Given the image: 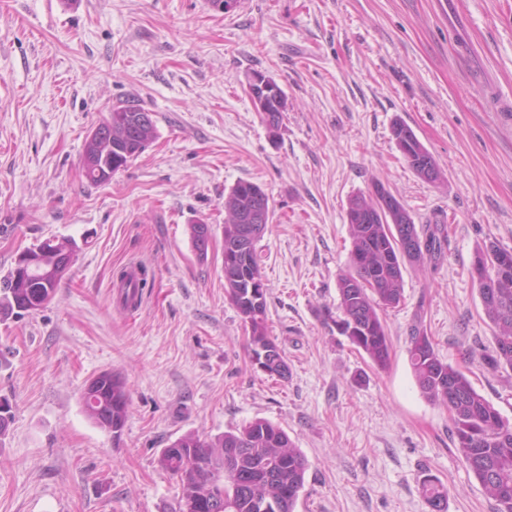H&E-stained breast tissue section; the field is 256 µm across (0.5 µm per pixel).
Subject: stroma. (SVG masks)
Returning <instances> with one entry per match:
<instances>
[{
	"instance_id": "obj_1",
	"label": "stroma",
	"mask_w": 512,
	"mask_h": 512,
	"mask_svg": "<svg viewBox=\"0 0 512 512\" xmlns=\"http://www.w3.org/2000/svg\"><path fill=\"white\" fill-rule=\"evenodd\" d=\"M0 0V278L46 239L76 244L43 308L0 321V512H171L177 483L157 466L189 432L257 418L284 428L309 467L296 512H495L457 456L445 405L427 400L408 357L422 326L441 358L512 421V371L482 361L493 342L471 263L512 250V0ZM468 46L474 55L460 52ZM274 78L288 98L271 138L247 93ZM151 112L156 135L109 183L82 171L87 135L113 107ZM403 121L435 158L416 176L392 134ZM262 187L272 212L257 245L269 333L285 380L252 366L224 292V196ZM380 182L415 223L446 224L441 255L403 271L384 313L388 366L374 368L324 323L349 262L347 207ZM211 228L199 260L189 225ZM147 269L135 308L113 283ZM120 374V437L90 420L91 377ZM421 493L433 512H444L448 497L447 489L434 476L427 475L421 481Z\"/></svg>"
}]
</instances>
